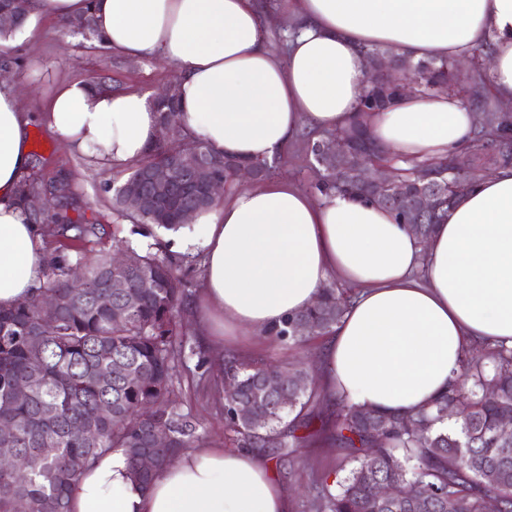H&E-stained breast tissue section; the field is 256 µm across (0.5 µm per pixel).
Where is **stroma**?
Returning a JSON list of instances; mask_svg holds the SVG:
<instances>
[{
    "instance_id": "35a3bbf8",
    "label": "stroma",
    "mask_w": 512,
    "mask_h": 512,
    "mask_svg": "<svg viewBox=\"0 0 512 512\" xmlns=\"http://www.w3.org/2000/svg\"><path fill=\"white\" fill-rule=\"evenodd\" d=\"M40 36L9 47L13 60V77L21 91V104L26 111L41 114L46 99L62 81L84 79L101 81L113 91L151 92L175 76L170 66L149 59L133 60L105 49L86 47L80 36L68 25L54 19L38 22ZM30 149L40 162L35 172L40 178L52 180L62 176L76 195L68 214L77 224H93L97 237L85 244L87 258L99 252L113 251V241L123 238L132 247L145 246L147 241H161V232L146 238L135 234L129 221L119 220L112 210V195L134 170L125 165L117 170L88 166L80 157L71 155L64 146L46 133L40 123L30 130ZM267 180H288L311 197H318V174L307 153L306 141L289 144L272 165ZM188 350L174 383L175 408L178 412L200 421L205 430V442L215 447H235V434L224 422V381L222 368L214 361L215 349L193 333H186ZM322 338L312 339L307 346L297 347L286 342L259 338L251 344L225 348L224 353L249 361L288 367L303 364L310 374H317V355ZM263 458L272 460L279 480L292 493V512H309L308 500L318 479L330 476L337 481L344 477L348 459L330 441L327 431H320L300 452L287 461L275 459L273 449L261 448Z\"/></svg>"
}]
</instances>
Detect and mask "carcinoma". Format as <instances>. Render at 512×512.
<instances>
[{"mask_svg": "<svg viewBox=\"0 0 512 512\" xmlns=\"http://www.w3.org/2000/svg\"><path fill=\"white\" fill-rule=\"evenodd\" d=\"M29 0H0V11L22 19ZM419 86L414 92L427 95L435 86L447 61L419 60ZM452 93L483 108L487 120L474 131L468 144L470 169L462 179L449 164L424 163L400 169L399 188L416 193L411 184L414 171L426 168L434 174L439 190V209L431 224H417L407 213L390 207L399 222L411 225L419 242L431 235L434 224L448 205L492 168L512 166V116L498 112L487 79L480 72L459 79ZM399 99L397 94H370L358 114L380 111ZM161 122L173 128L180 124L178 102L170 100L161 109ZM182 142L173 136L156 144L137 163L134 173L160 163H170L181 154ZM235 159L211 168V174L234 184ZM65 191V184L46 183L23 177L18 204L41 191ZM112 209L133 226L175 230L179 225L162 210L147 206L140 212L126 210L119 193ZM30 223L45 226L44 238L55 244L50 253L40 294L0 308V426L14 431L15 448L29 462L24 473L0 467V512H70L69 488L90 464L105 452L121 448L128 457L133 477L143 486L151 482L188 448H198L204 438L201 425L171 405L183 345L176 337L184 334L179 307L186 289L174 262L148 244L140 249L126 245L134 264L118 273L112 271V256L99 255L84 261L75 243L95 233L93 224H74L67 214L56 213ZM87 270L79 284L71 269ZM126 288L112 293V307L98 303V296L113 276ZM62 297L57 320L41 322L44 296ZM349 296L340 288H326L308 310L284 321L272 336L279 342L301 344L310 335L323 336L343 317ZM43 348L35 360L30 347ZM484 354H466L448 392L417 415H398L374 407L339 403L335 421L336 440L344 445L356 465L336 485L322 478L309 503V512H512V427L502 421L512 415V348L482 345ZM112 378L100 377L102 369ZM299 384L284 389L271 366H254L230 359L224 380L233 384L236 397L224 407V419L238 437L239 447L268 443L276 448H298L299 417L309 412L316 391L305 371L295 370ZM31 386L28 400H12L13 386ZM110 412L99 413L101 404ZM153 406L151 418L139 415L141 405ZM254 406L263 411L258 423L248 420ZM454 418L459 427L441 426ZM90 430L80 435L81 428ZM158 429L170 434L166 447H155ZM382 434L378 448L365 449L372 437ZM150 455L155 466L144 470L140 458ZM382 481L412 486L403 501H383L375 488Z\"/></svg>", "mask_w": 512, "mask_h": 512, "instance_id": "obj_1", "label": "carcinoma"}]
</instances>
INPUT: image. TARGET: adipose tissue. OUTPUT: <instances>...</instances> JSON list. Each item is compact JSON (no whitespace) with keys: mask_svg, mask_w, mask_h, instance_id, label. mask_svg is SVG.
<instances>
[{"mask_svg":"<svg viewBox=\"0 0 512 512\" xmlns=\"http://www.w3.org/2000/svg\"><path fill=\"white\" fill-rule=\"evenodd\" d=\"M298 27L284 55L269 48L256 0H29L0 46L34 37L42 18L93 13L104 46L174 68L181 128L224 158L272 161L300 133L349 127L367 89L365 49L459 61L492 42L487 81L512 104V0H281ZM41 121L72 154L117 169L157 142L152 94L59 86ZM386 151L447 157L476 115L459 96L412 93L367 119ZM16 85L0 81V307L40 288L48 253L17 189L31 168ZM200 255L193 328L218 345L269 334L312 306L329 279L354 290L329 334L319 378L332 397L404 414L446 392L465 352L512 347V167L480 179L419 243L377 205L332 193L313 199L277 181L243 186L181 230ZM71 512H290L273 465L246 448L184 451L149 487L123 449L88 466L69 490Z\"/></svg>","mask_w":512,"mask_h":512,"instance_id":"adipose-tissue-1","label":"adipose tissue"}]
</instances>
